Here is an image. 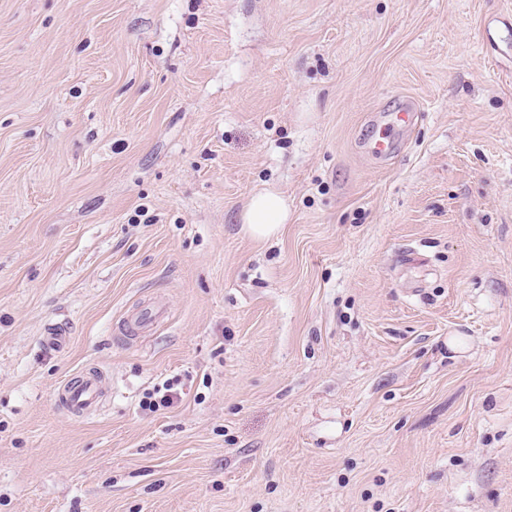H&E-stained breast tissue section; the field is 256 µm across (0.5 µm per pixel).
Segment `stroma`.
<instances>
[{"instance_id":"1","label":"stroma","mask_w":512,"mask_h":512,"mask_svg":"<svg viewBox=\"0 0 512 512\" xmlns=\"http://www.w3.org/2000/svg\"><path fill=\"white\" fill-rule=\"evenodd\" d=\"M0 512H512V0H0ZM414 117V109L410 105L401 107L396 112L384 115L382 127L378 135L373 136L368 142V150L374 156H386L393 147L395 130L408 126ZM288 222V206L277 192L265 190L253 196L241 215L242 231L255 241L277 236ZM163 314V308L157 304H148L133 314L120 328L123 336L134 337L150 327ZM102 372L86 371L62 384L56 396L59 406L76 416H90L98 411L103 397ZM176 381H165L162 385L154 387L152 392H148L141 400L140 407L143 411L156 413L157 411L169 408L174 403V399H178V393L175 389Z\"/></svg>"}]
</instances>
